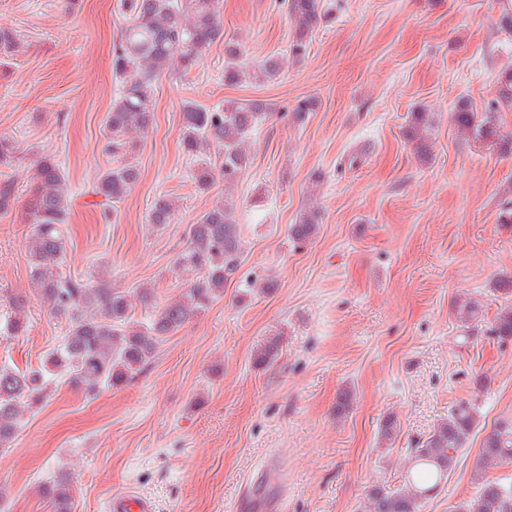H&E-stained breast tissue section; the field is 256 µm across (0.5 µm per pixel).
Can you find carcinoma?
Here are the masks:
<instances>
[{
  "label": "carcinoma",
  "mask_w": 512,
  "mask_h": 512,
  "mask_svg": "<svg viewBox=\"0 0 512 512\" xmlns=\"http://www.w3.org/2000/svg\"><path fill=\"white\" fill-rule=\"evenodd\" d=\"M295 28L291 53L304 54L322 14L319 0H283ZM123 27L112 52V77L121 91L112 100L106 115L110 132L104 150L117 156L119 165L106 170L94 194L108 204L121 203L141 176L137 162L131 160L132 145L126 135L133 129H146L153 119L151 95L161 74L176 66L189 72L213 43L224 39V24L217 0H120ZM224 81L239 83L249 77L273 80L282 67L275 56L248 71L238 63L239 46L224 43ZM492 104L512 107V68L501 71ZM265 101L230 103L222 109L206 110L194 103L183 107V144L186 150L211 149L218 168L203 160L197 169L198 189L207 191L220 174L224 185L237 183L251 165L246 150L249 136L271 117ZM457 129L466 136L495 148L501 155H512V135L500 133L495 112H476L461 100L451 113ZM430 113H413L405 130L417 155L430 154ZM33 188L25 211L33 230L29 242L30 283L34 297L47 302L54 317L65 321L66 334L47 355L41 368L21 371L0 366V447L12 442L25 413L33 411L49 396L56 376H66L72 385L93 394L101 386L118 388L129 383L154 358L166 336L178 331L187 321L204 313L224 295V283L242 263L238 224L233 209L216 205L190 226L185 248L175 267L197 276L181 293L156 306L146 323L132 319L133 301L149 307L154 291L135 288L123 291L104 282L90 285L81 277L63 271L65 224L71 202L65 191V175L48 155L33 163ZM17 200L13 182L0 181V213H7ZM174 213L172 202L156 199L149 222L167 224ZM320 214L303 210L290 225L291 238L307 243L318 233ZM27 299L11 298L12 315L8 330L14 336L26 331ZM456 318L467 331L482 316L478 300L458 302ZM491 333L502 343L512 341V305L504 304L493 319ZM278 356V343L269 341L254 356L258 366H269ZM478 407L461 401L448 411L417 447L411 449L412 465L402 484L389 488L377 485L367 495L369 512H421L425 500L436 492L456 463L458 454L477 427ZM512 462V419L498 422L482 439L474 471L481 474L490 467ZM53 512H72V489L67 475L42 488ZM457 512H512V483L479 480L477 491L460 503Z\"/></svg>",
  "instance_id": "1"
}]
</instances>
